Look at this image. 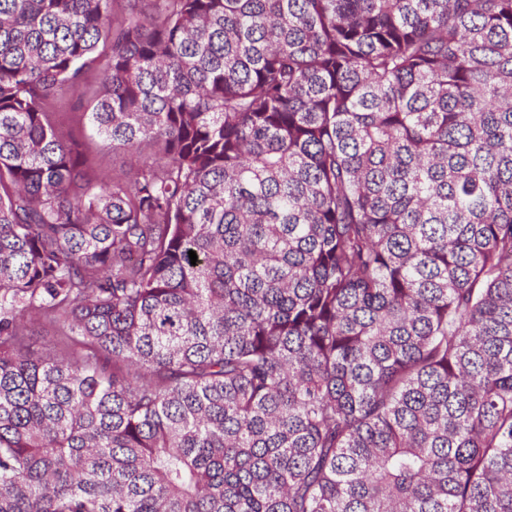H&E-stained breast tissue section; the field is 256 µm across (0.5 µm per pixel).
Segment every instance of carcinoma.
I'll list each match as a JSON object with an SVG mask.
<instances>
[{
	"instance_id": "obj_1",
	"label": "carcinoma",
	"mask_w": 512,
	"mask_h": 512,
	"mask_svg": "<svg viewBox=\"0 0 512 512\" xmlns=\"http://www.w3.org/2000/svg\"><path fill=\"white\" fill-rule=\"evenodd\" d=\"M125 2L0 0V512H512V0ZM102 88L99 65L86 71L82 88L78 92L81 104L76 103L77 96L67 94L57 104L56 117L63 130L75 136H84L90 156L88 171L91 178L127 181L143 162L156 157L154 148L143 143L137 150L130 151L122 146H113L96 136H90L86 125L87 106L92 97Z\"/></svg>"
}]
</instances>
